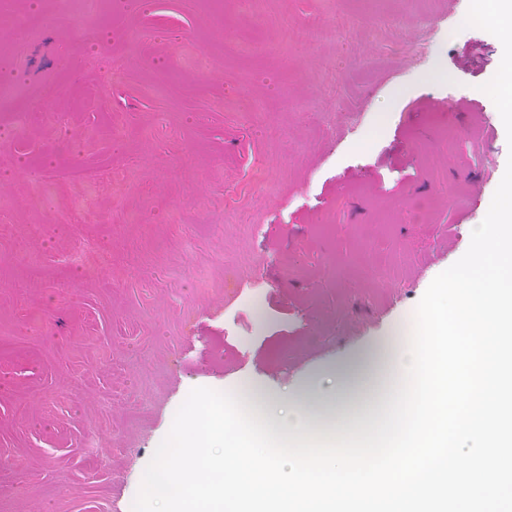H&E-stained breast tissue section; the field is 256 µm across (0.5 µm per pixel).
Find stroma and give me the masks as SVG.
Instances as JSON below:
<instances>
[{
    "label": "stroma",
    "mask_w": 512,
    "mask_h": 512,
    "mask_svg": "<svg viewBox=\"0 0 512 512\" xmlns=\"http://www.w3.org/2000/svg\"><path fill=\"white\" fill-rule=\"evenodd\" d=\"M469 5L0 0V512H129L193 388L400 336L512 157Z\"/></svg>",
    "instance_id": "stroma-1"
}]
</instances>
